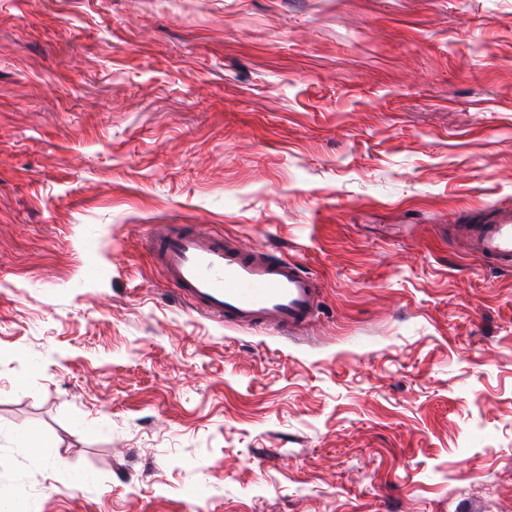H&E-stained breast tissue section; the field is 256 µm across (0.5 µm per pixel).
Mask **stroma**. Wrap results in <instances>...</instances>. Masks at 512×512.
Masks as SVG:
<instances>
[{"label": "stroma", "instance_id": "1", "mask_svg": "<svg viewBox=\"0 0 512 512\" xmlns=\"http://www.w3.org/2000/svg\"><path fill=\"white\" fill-rule=\"evenodd\" d=\"M505 207L512 0H0V507L512 512L454 231ZM153 224L297 257L311 327L189 310Z\"/></svg>", "mask_w": 512, "mask_h": 512}]
</instances>
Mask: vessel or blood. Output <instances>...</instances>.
<instances>
[{
  "instance_id": "b4317fda",
  "label": "vessel or blood",
  "mask_w": 512,
  "mask_h": 512,
  "mask_svg": "<svg viewBox=\"0 0 512 512\" xmlns=\"http://www.w3.org/2000/svg\"><path fill=\"white\" fill-rule=\"evenodd\" d=\"M468 232L486 264L512 269V209L476 219ZM146 242L177 295L217 322L294 336L317 315L319 280L300 260L169 224L152 225Z\"/></svg>"
}]
</instances>
